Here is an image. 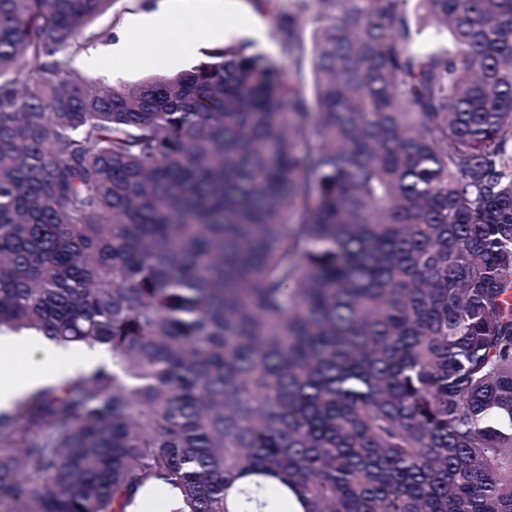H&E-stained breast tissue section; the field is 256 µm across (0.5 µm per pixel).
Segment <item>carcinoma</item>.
Wrapping results in <instances>:
<instances>
[{
    "mask_svg": "<svg viewBox=\"0 0 512 512\" xmlns=\"http://www.w3.org/2000/svg\"><path fill=\"white\" fill-rule=\"evenodd\" d=\"M112 2L0 0V335L112 353L0 410V512H512V0L103 88Z\"/></svg>",
    "mask_w": 512,
    "mask_h": 512,
    "instance_id": "carcinoma-1",
    "label": "carcinoma"
}]
</instances>
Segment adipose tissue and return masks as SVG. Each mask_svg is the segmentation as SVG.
<instances>
[{
  "instance_id": "adipose-tissue-1",
  "label": "adipose tissue",
  "mask_w": 512,
  "mask_h": 512,
  "mask_svg": "<svg viewBox=\"0 0 512 512\" xmlns=\"http://www.w3.org/2000/svg\"><path fill=\"white\" fill-rule=\"evenodd\" d=\"M179 11L176 0H161L157 10L144 12L129 18L124 31L107 48L89 52L85 61L89 66L100 67L106 61H120L130 53L139 54L147 69L165 74L169 65L160 52L159 44L142 40L144 32L153 30L160 25L171 23Z\"/></svg>"
}]
</instances>
